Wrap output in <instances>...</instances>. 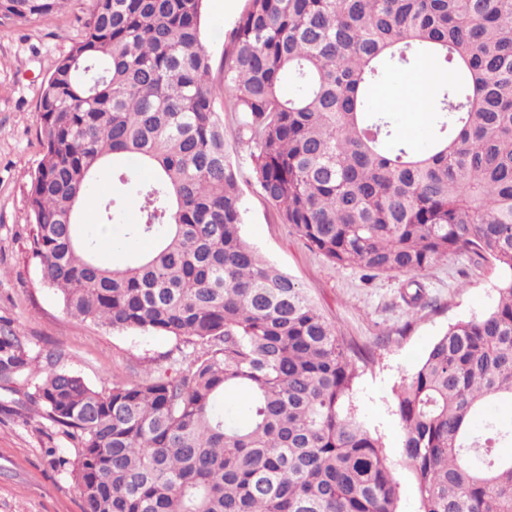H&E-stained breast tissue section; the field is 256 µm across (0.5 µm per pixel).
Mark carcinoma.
Wrapping results in <instances>:
<instances>
[{
  "label": "carcinoma",
  "mask_w": 512,
  "mask_h": 512,
  "mask_svg": "<svg viewBox=\"0 0 512 512\" xmlns=\"http://www.w3.org/2000/svg\"><path fill=\"white\" fill-rule=\"evenodd\" d=\"M64 0H0V25ZM45 80L31 249L70 316L192 346L175 373L96 388L48 366L27 402L75 460L83 512H398L384 444L355 405L371 354L340 335L241 236L243 202L219 112H236L251 177L283 223L334 266L417 277L466 255L498 270L495 304L448 325L394 394L419 512H512V0H247L216 109L205 0H92ZM429 60L431 142L417 151L369 89ZM115 158L121 195L96 192ZM137 218L127 220V199ZM98 223L79 220L84 206ZM124 225L99 257V233ZM147 239L152 248L137 253ZM33 359L0 328V384ZM238 396L235 416L226 396Z\"/></svg>",
  "instance_id": "carcinoma-1"
}]
</instances>
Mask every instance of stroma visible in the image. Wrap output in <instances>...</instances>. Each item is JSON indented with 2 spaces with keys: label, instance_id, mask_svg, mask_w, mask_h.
<instances>
[{
  "label": "stroma",
  "instance_id": "35a3bbf8",
  "mask_svg": "<svg viewBox=\"0 0 512 512\" xmlns=\"http://www.w3.org/2000/svg\"><path fill=\"white\" fill-rule=\"evenodd\" d=\"M246 0H206L202 38L211 57L215 101L228 96L223 82L224 49ZM89 0H67L48 16L0 25V320L20 336L35 369L55 354L58 368L103 387L129 383L143 373L173 364L181 346L163 336L109 331L69 316L60 295L45 287L32 256L33 215L29 187L44 153L38 105L42 82L83 32ZM407 71L383 76L371 90L378 110H392L399 133L426 149L430 129H410L406 106L389 107L386 97L404 85ZM245 208L242 237L287 273L319 305L340 334L369 349L373 360L362 373L355 401L368 428L386 447L399 490V512H418V493L402 457L403 432L393 391L449 323L480 315L496 298L499 273L491 263L451 257L420 277L425 306L409 313L402 298L406 279L333 266L284 224L255 182L246 179L251 159L244 144L229 140ZM48 420L31 412L23 394L0 388V512H83L74 472L55 469L48 448L67 447Z\"/></svg>",
  "mask_w": 512,
  "mask_h": 512
}]
</instances>
